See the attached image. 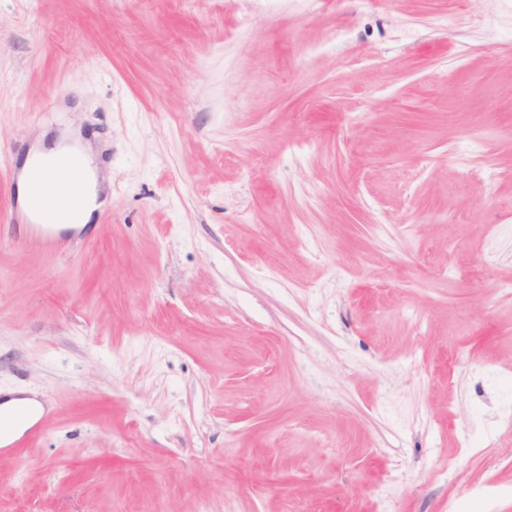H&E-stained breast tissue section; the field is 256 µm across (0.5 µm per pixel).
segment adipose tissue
Returning a JSON list of instances; mask_svg holds the SVG:
<instances>
[{
    "instance_id": "adipose-tissue-1",
    "label": "adipose tissue",
    "mask_w": 512,
    "mask_h": 512,
    "mask_svg": "<svg viewBox=\"0 0 512 512\" xmlns=\"http://www.w3.org/2000/svg\"><path fill=\"white\" fill-rule=\"evenodd\" d=\"M67 155L76 158L77 170H59V159ZM37 160L45 161L47 164V172L39 184L30 178L31 165ZM74 187L79 188L82 203L66 227L70 230H79L91 222L94 211L101 205L102 187L94 167L91 149L78 140H45L29 150L22 161L16 183L17 202L22 213L30 217L43 211L50 200L69 193Z\"/></svg>"
}]
</instances>
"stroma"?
<instances>
[{
  "mask_svg": "<svg viewBox=\"0 0 512 512\" xmlns=\"http://www.w3.org/2000/svg\"><path fill=\"white\" fill-rule=\"evenodd\" d=\"M0 391V512H512V0H0ZM73 142V143H70ZM70 155L78 161V171L65 169V172L59 170L61 167L55 164L61 157ZM35 160L45 161L48 171L40 185L37 181L43 177V169L39 166L32 171L30 179L31 165ZM61 166L70 164L69 157L60 160ZM78 186L82 196V203L73 215L72 219L66 224L55 226L58 230H80L86 224H90L93 213L103 203L100 200L102 187L99 182L96 168L94 167V157L90 146L84 145L75 138L73 141L67 138L49 139L39 142L33 149L29 150L20 167L16 193L17 202L22 213L32 219L35 212L43 213L45 205L51 200L58 198L61 194H68L71 188ZM78 200L71 198L61 199L56 203L53 208V223L44 222L42 224H55L65 222L72 211L77 207ZM42 224H30L32 232L31 237L25 238L22 241L23 246H40L46 247L52 250L61 247L58 241V236L49 228L43 227ZM23 423L26 429L22 433L10 434L14 424ZM41 417L35 409L29 406L17 407L8 417H2L0 408V450L2 448H16L20 439L26 434L34 435L40 431Z\"/></svg>",
  "mask_w": 512,
  "mask_h": 512,
  "instance_id": "stroma-1",
  "label": "stroma"
}]
</instances>
